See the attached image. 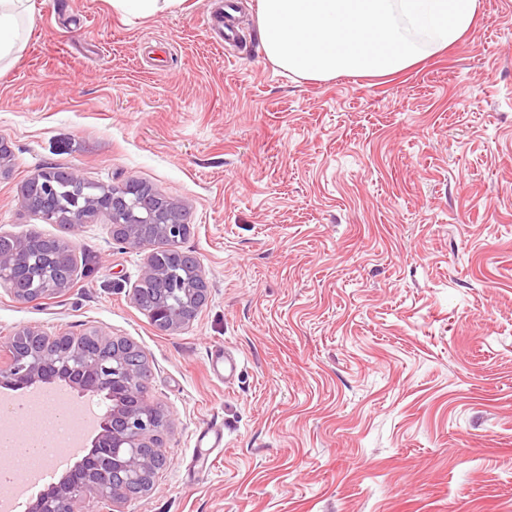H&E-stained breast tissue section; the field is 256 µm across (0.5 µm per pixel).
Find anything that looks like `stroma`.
<instances>
[{"instance_id": "stroma-1", "label": "stroma", "mask_w": 512, "mask_h": 512, "mask_svg": "<svg viewBox=\"0 0 512 512\" xmlns=\"http://www.w3.org/2000/svg\"><path fill=\"white\" fill-rule=\"evenodd\" d=\"M33 2L0 69V236H65L77 266L45 300L0 286V345L127 340L166 420L153 488L89 512H512V0L415 67L319 82L266 58L256 0L230 50L204 24L223 0ZM47 166L181 204L209 286L194 319L161 331L134 304L146 252L105 218L22 208ZM209 423L224 445L202 464ZM184 0H113L112 7L122 13H136L143 17L163 13ZM211 357L212 367L217 376L224 377L225 382L239 378L242 368L237 359L228 356L221 349L215 350Z\"/></svg>"}]
</instances>
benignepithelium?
Listing matches in <instances>:
<instances>
[{"mask_svg": "<svg viewBox=\"0 0 512 512\" xmlns=\"http://www.w3.org/2000/svg\"><path fill=\"white\" fill-rule=\"evenodd\" d=\"M82 181L76 170L61 178L53 168L42 169L36 177L39 198L48 215L58 212V190L63 183ZM97 208L112 217V228L118 230L117 240L135 247L145 245L149 231L154 229L169 244L171 257L182 260L179 246L189 226L179 219L181 206L171 200L152 203L141 196L138 181L128 179L115 191L100 196ZM37 242H6L0 240V269H9L11 291H26L37 283L58 292L68 286L65 269L68 263L54 258L36 259ZM165 277V271L148 255L141 283H154ZM96 345L94 353L80 355L72 349L80 340L67 334L45 336L31 328L7 348L9 361L0 364V384L15 386L49 379L53 373L71 376L74 386L87 387L84 373H94V389L98 392L118 390L113 396L111 421L104 424L98 437L103 464L95 473L82 479H65L53 491L36 502L33 512H79L78 504L85 493L92 492L102 502L112 503L125 497L130 483L142 473L162 464L161 432L163 426L154 417L146 402V390L136 382L139 362L132 349L122 340H115L98 331L89 333Z\"/></svg>", "mask_w": 512, "mask_h": 512, "instance_id": "7a95c632", "label": "benign epithelium"}]
</instances>
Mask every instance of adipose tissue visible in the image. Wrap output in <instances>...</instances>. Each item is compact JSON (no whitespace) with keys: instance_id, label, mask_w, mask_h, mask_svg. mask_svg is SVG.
<instances>
[{"instance_id":"1","label":"adipose tissue","mask_w":512,"mask_h":512,"mask_svg":"<svg viewBox=\"0 0 512 512\" xmlns=\"http://www.w3.org/2000/svg\"><path fill=\"white\" fill-rule=\"evenodd\" d=\"M30 0H0V65L26 39ZM478 0H257L266 57L310 80L383 76L445 50L471 28Z\"/></svg>"}]
</instances>
